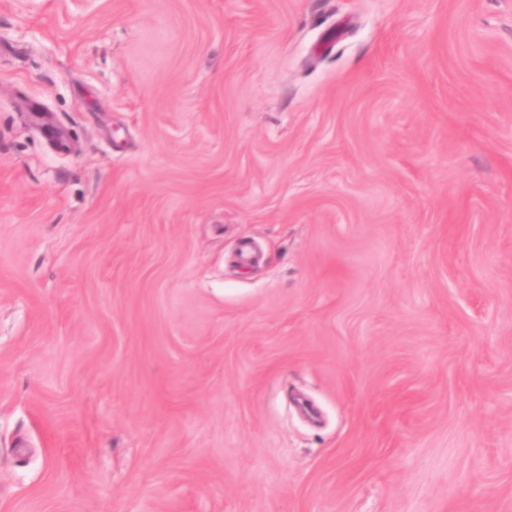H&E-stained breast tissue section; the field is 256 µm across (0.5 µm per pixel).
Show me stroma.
Returning <instances> with one entry per match:
<instances>
[{
    "instance_id": "obj_1",
    "label": "stroma",
    "mask_w": 512,
    "mask_h": 512,
    "mask_svg": "<svg viewBox=\"0 0 512 512\" xmlns=\"http://www.w3.org/2000/svg\"><path fill=\"white\" fill-rule=\"evenodd\" d=\"M0 512H512V0H0Z\"/></svg>"
}]
</instances>
